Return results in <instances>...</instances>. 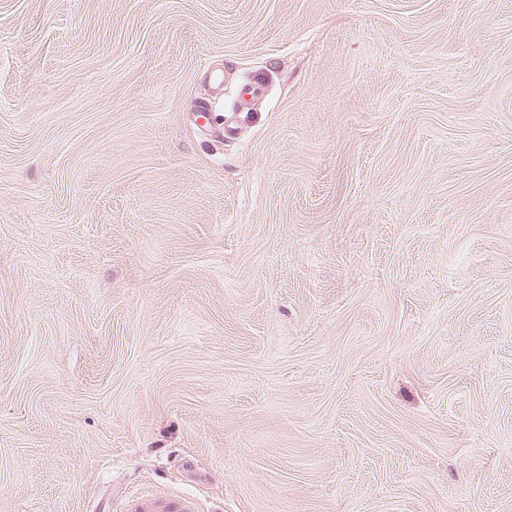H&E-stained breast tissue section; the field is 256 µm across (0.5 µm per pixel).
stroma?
Instances as JSON below:
<instances>
[{
  "label": "stroma",
  "mask_w": 512,
  "mask_h": 512,
  "mask_svg": "<svg viewBox=\"0 0 512 512\" xmlns=\"http://www.w3.org/2000/svg\"><path fill=\"white\" fill-rule=\"evenodd\" d=\"M138 492L512 512V0H0V512Z\"/></svg>",
  "instance_id": "stroma-1"
}]
</instances>
